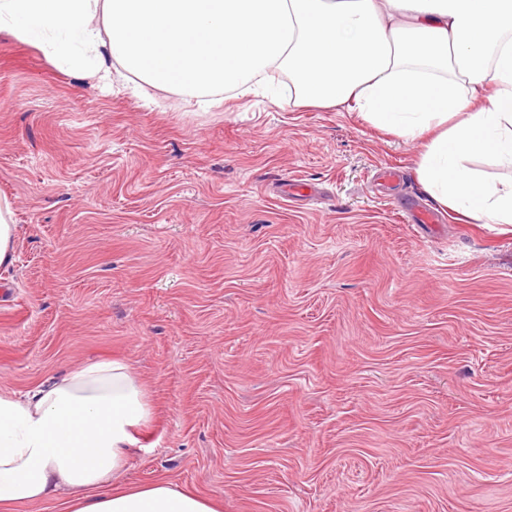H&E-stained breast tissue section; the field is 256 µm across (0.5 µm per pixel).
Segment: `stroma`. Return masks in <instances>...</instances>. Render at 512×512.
Instances as JSON below:
<instances>
[{
	"label": "stroma",
	"mask_w": 512,
	"mask_h": 512,
	"mask_svg": "<svg viewBox=\"0 0 512 512\" xmlns=\"http://www.w3.org/2000/svg\"><path fill=\"white\" fill-rule=\"evenodd\" d=\"M148 94L0 32V391L125 361L153 420L121 484L221 512H512V226L456 220L416 142L287 82ZM11 215L8 200L0 198V266L9 264L13 257L15 224Z\"/></svg>",
	"instance_id": "obj_1"
}]
</instances>
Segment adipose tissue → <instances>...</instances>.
I'll return each instance as SVG.
<instances>
[{"instance_id":"adipose-tissue-1","label":"adipose tissue","mask_w":512,"mask_h":512,"mask_svg":"<svg viewBox=\"0 0 512 512\" xmlns=\"http://www.w3.org/2000/svg\"><path fill=\"white\" fill-rule=\"evenodd\" d=\"M98 83L180 91L202 107L287 76L298 106L355 103L423 140L416 173L450 211L512 224V0H0V31ZM151 418L121 361H97L23 395L0 393V512L56 499L67 512H217L164 482L115 483ZM466 164L480 171L489 182L499 183L501 181H509L512 178L511 170L497 165L487 157L475 156Z\"/></svg>"}]
</instances>
